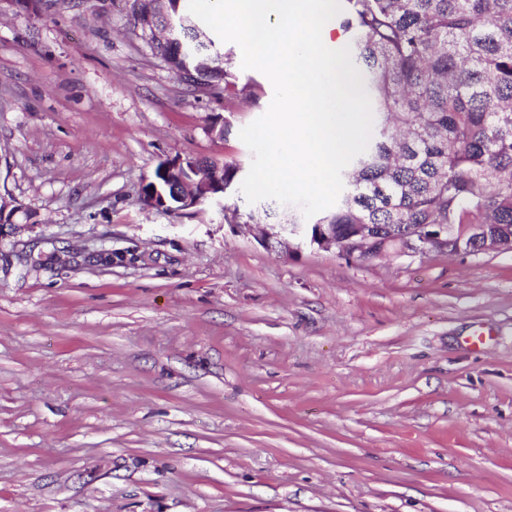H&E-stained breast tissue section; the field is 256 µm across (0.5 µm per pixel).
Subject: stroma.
I'll return each mask as SVG.
<instances>
[{
  "label": "stroma",
  "instance_id": "obj_1",
  "mask_svg": "<svg viewBox=\"0 0 512 512\" xmlns=\"http://www.w3.org/2000/svg\"><path fill=\"white\" fill-rule=\"evenodd\" d=\"M218 48L230 101L129 0H0V512H512V252L285 254L243 194L143 203L168 159L250 169L273 87Z\"/></svg>",
  "mask_w": 512,
  "mask_h": 512
}]
</instances>
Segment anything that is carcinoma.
I'll list each match as a JSON object with an SVG mask.
<instances>
[{
  "instance_id": "1",
  "label": "carcinoma",
  "mask_w": 512,
  "mask_h": 512,
  "mask_svg": "<svg viewBox=\"0 0 512 512\" xmlns=\"http://www.w3.org/2000/svg\"><path fill=\"white\" fill-rule=\"evenodd\" d=\"M183 0H132L142 23L182 15ZM352 33L378 136L342 172L343 194L319 223L336 240L358 224H469L512 237V0H348ZM186 91L232 99L195 26L180 40L148 37Z\"/></svg>"
}]
</instances>
